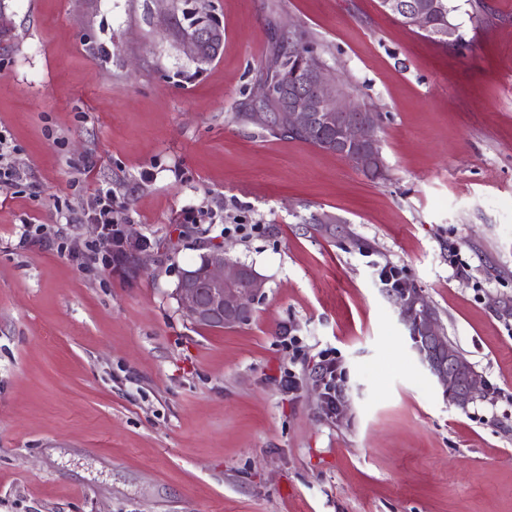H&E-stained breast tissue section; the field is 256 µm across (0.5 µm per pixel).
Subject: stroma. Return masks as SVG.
Segmentation results:
<instances>
[{
  "label": "stroma",
  "mask_w": 512,
  "mask_h": 512,
  "mask_svg": "<svg viewBox=\"0 0 512 512\" xmlns=\"http://www.w3.org/2000/svg\"><path fill=\"white\" fill-rule=\"evenodd\" d=\"M199 3L0 0V133L26 175L0 190V512H512V0H453L448 47L377 0H210L224 48L202 66L176 32ZM300 34L380 113L385 179L247 118ZM103 185L156 241L123 276L74 259ZM218 246L265 280L227 329L175 296ZM386 265L485 379L467 409L411 351ZM338 363L336 357L328 355L323 359L321 366V381L324 389V396L326 398V405H331L332 412L336 416H340L343 412V405L341 402L336 401V377H337Z\"/></svg>",
  "instance_id": "1"
}]
</instances>
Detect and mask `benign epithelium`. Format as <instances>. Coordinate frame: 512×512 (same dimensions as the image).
Masks as SVG:
<instances>
[{
  "instance_id": "1",
  "label": "benign epithelium",
  "mask_w": 512,
  "mask_h": 512,
  "mask_svg": "<svg viewBox=\"0 0 512 512\" xmlns=\"http://www.w3.org/2000/svg\"><path fill=\"white\" fill-rule=\"evenodd\" d=\"M383 13L403 20L408 26L428 30V17L441 9L440 0H380ZM184 44L199 65L206 62L203 46L224 43L223 27L204 21L184 34ZM275 100L288 120V129L305 133L320 125L336 131L344 144L360 153L352 163L362 166L366 158L377 159L376 129L381 115L357 105L347 87L314 51L304 55L298 68L288 73L283 66L275 79L262 83L256 103ZM265 280L247 264L233 262L217 247L207 253L197 271H184L176 288L181 311L193 323L203 326L238 322L253 312L264 296ZM398 309L400 321L409 332L410 347L431 378L442 388L448 402L465 409L485 390L483 376L448 339L431 301L417 288L404 282L388 293Z\"/></svg>"
}]
</instances>
